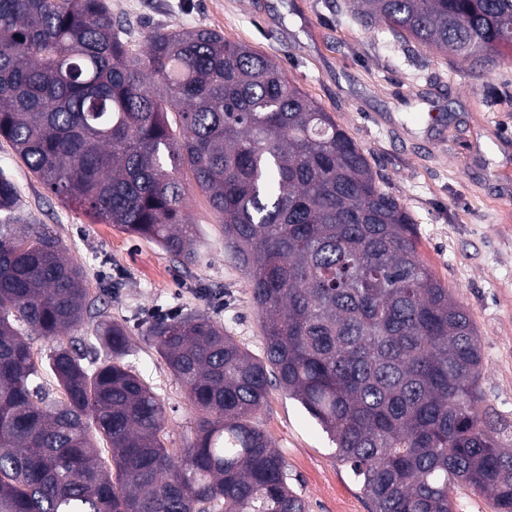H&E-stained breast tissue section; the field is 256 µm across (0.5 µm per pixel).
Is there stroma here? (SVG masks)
Wrapping results in <instances>:
<instances>
[{
	"mask_svg": "<svg viewBox=\"0 0 512 512\" xmlns=\"http://www.w3.org/2000/svg\"><path fill=\"white\" fill-rule=\"evenodd\" d=\"M108 6L131 30V53H141L154 28L216 30L273 57L334 116L411 215L421 259L469 313L481 342L485 403L512 420V60L474 79L467 62L365 27L345 0ZM0 169L15 184L25 223L50 227L84 272L97 308L74 336L92 335L102 313L127 327L126 362L165 405L167 448L183 447L194 411L149 339L150 323L205 311L254 357L264 355L249 283L224 253V229L206 194L183 170L187 212L199 229V257L184 266L159 244L67 207L1 139ZM257 421L308 512H371L360 483L297 401L272 389Z\"/></svg>",
	"mask_w": 512,
	"mask_h": 512,
	"instance_id": "1",
	"label": "stroma"
}]
</instances>
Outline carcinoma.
Listing matches in <instances>:
<instances>
[{
	"label": "carcinoma",
	"mask_w": 512,
	"mask_h": 512,
	"mask_svg": "<svg viewBox=\"0 0 512 512\" xmlns=\"http://www.w3.org/2000/svg\"><path fill=\"white\" fill-rule=\"evenodd\" d=\"M347 8L477 78L512 49V0ZM125 34L104 0H0V139L62 203L182 264L197 258L188 166L247 274L265 356L205 312L154 322L194 410L192 438L167 448L162 401L123 362L125 327L105 317L62 341L84 319L83 270L21 223L0 169V512H307L256 423L273 388L322 426L373 512H460L459 485L512 512V431L484 405L478 331L363 150L260 51L157 29L136 56ZM34 335L54 344L45 364Z\"/></svg>",
	"instance_id": "carcinoma-1"
}]
</instances>
